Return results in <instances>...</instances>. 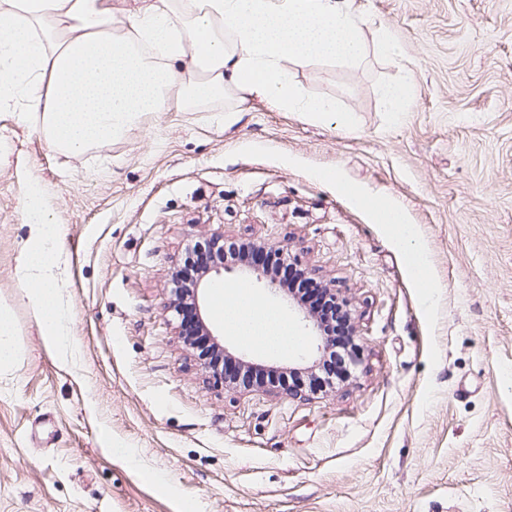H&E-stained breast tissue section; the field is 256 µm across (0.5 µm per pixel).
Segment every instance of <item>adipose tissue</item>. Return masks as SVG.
<instances>
[{"instance_id": "1", "label": "adipose tissue", "mask_w": 512, "mask_h": 512, "mask_svg": "<svg viewBox=\"0 0 512 512\" xmlns=\"http://www.w3.org/2000/svg\"><path fill=\"white\" fill-rule=\"evenodd\" d=\"M396 57L387 25L367 28L355 0H0V110L40 113L49 150L80 155L126 136L145 117L188 102L256 101L323 122L339 110L312 95L297 68H354L367 49ZM29 237L15 277L44 344L66 352L59 232L37 197L24 206ZM381 218L416 274L426 258L400 208ZM227 332L252 347L285 351L299 340L284 314L241 287L216 291Z\"/></svg>"}]
</instances>
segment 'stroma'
<instances>
[{
  "label": "stroma",
  "mask_w": 512,
  "mask_h": 512,
  "mask_svg": "<svg viewBox=\"0 0 512 512\" xmlns=\"http://www.w3.org/2000/svg\"><path fill=\"white\" fill-rule=\"evenodd\" d=\"M356 4L402 54L297 68L340 120L218 100L74 156L0 111V309L19 348L0 371V512H512V0ZM404 78L406 111H386ZM30 193L61 229L67 361L13 279ZM369 194L413 225L432 302ZM214 234L346 299L345 382L305 400L235 387L183 344L172 273ZM269 279L230 260L210 277L279 309L300 348L264 352L209 316L225 357L316 368L304 305ZM413 94V85L407 80L385 85L381 90L382 100L389 112H404Z\"/></svg>",
  "instance_id": "35a3bbf8"
}]
</instances>
